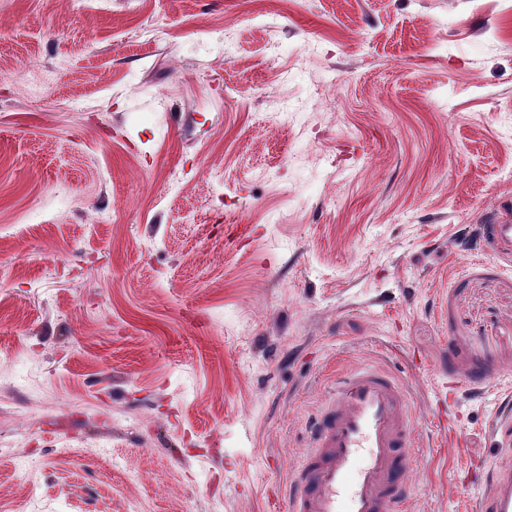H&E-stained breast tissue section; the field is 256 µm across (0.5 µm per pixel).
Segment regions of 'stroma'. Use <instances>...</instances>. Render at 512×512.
Masks as SVG:
<instances>
[{"label":"stroma","mask_w":512,"mask_h":512,"mask_svg":"<svg viewBox=\"0 0 512 512\" xmlns=\"http://www.w3.org/2000/svg\"><path fill=\"white\" fill-rule=\"evenodd\" d=\"M502 206L512 0H0V512H268L361 363L474 512ZM484 231V241L489 249L502 256L512 254V210L494 213Z\"/></svg>","instance_id":"stroma-1"}]
</instances>
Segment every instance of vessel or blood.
I'll use <instances>...</instances> for the list:
<instances>
[{
    "label": "vessel or blood",
    "instance_id": "b4317fda",
    "mask_svg": "<svg viewBox=\"0 0 512 512\" xmlns=\"http://www.w3.org/2000/svg\"><path fill=\"white\" fill-rule=\"evenodd\" d=\"M489 249L512 254V210L494 213ZM308 445L279 491L289 512H401L416 453L408 393L388 371L367 364L330 385L306 421ZM477 512H512V461L481 468Z\"/></svg>",
    "mask_w": 512,
    "mask_h": 512
}]
</instances>
